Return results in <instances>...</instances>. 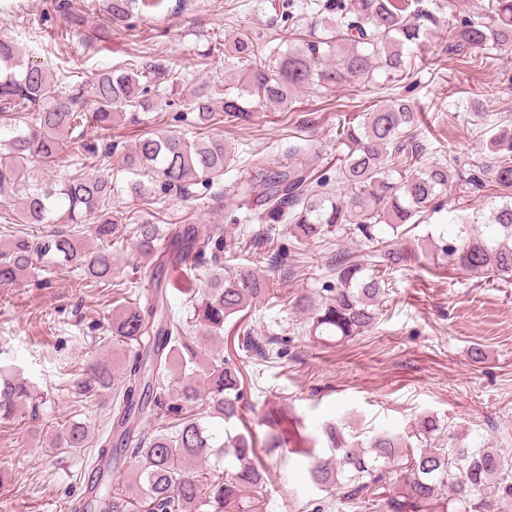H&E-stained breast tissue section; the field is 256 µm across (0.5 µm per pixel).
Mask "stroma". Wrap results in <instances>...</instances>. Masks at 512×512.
Instances as JSON below:
<instances>
[{"mask_svg":"<svg viewBox=\"0 0 512 512\" xmlns=\"http://www.w3.org/2000/svg\"><path fill=\"white\" fill-rule=\"evenodd\" d=\"M57 0H0V35L27 48L30 61L53 79L92 83L99 69L122 65L148 51L176 60L171 105L151 113L147 125L113 126L109 141L119 148L134 144L144 128L175 130L186 138L200 137L185 105L222 59L202 65L201 54L216 37H232L237 29L278 33L277 13L269 0H238L235 17H228L226 0H163L143 9L130 31L96 38L106 23L99 0H83L84 43L65 40V22L55 10ZM417 84L382 83L374 93L383 101L408 92L419 108L422 131L431 147L444 154L481 148L482 139L466 117L479 108L495 128L512 129V61L490 60L482 70L466 69L448 51L423 47L416 51ZM300 109L283 112L270 107L254 113L243 125L221 123L235 162L212 189L191 198L171 197L160 215L167 224H223L228 230L248 224L253 233L265 224L247 221L246 204L232 186L239 179L260 182V171L287 168L290 151L309 140L321 158L336 154L337 104L358 112L346 88L306 89ZM499 190L487 183L468 194L449 190L444 208L402 239L409 255L406 266L387 271L389 296L376 326L341 344L311 342L302 332L298 310L275 298L251 312L255 335L279 342L281 356L272 362L248 355L240 367L254 385L248 391L244 418L257 441H265L269 416L288 415L314 444V455L328 450L322 425L348 424L358 433L392 428L404 430L423 414L437 415L453 435L454 446L483 445L512 451V281L494 282L484 276L454 270L422 249L423 240L449 232L455 214L487 212ZM279 246L286 251V269L257 263L252 250L231 245L224 249V268L252 270L273 280L278 293L318 299L329 280L332 256L342 251L364 264L373 263L372 249L358 239L327 236L298 245L287 229H279ZM121 304L111 289L82 282L73 266L41 263L34 280L23 287L0 290V359L38 394L16 419L0 422V512H67L70 500L85 486L90 471L85 453L49 448L52 431L68 420L98 429L112 415L110 391L78 395L89 360L118 364L112 353V314ZM483 357L473 361L472 347ZM308 460L291 455L278 461L267 486V512H330L327 495L310 485Z\"/></svg>","mask_w":512,"mask_h":512,"instance_id":"1","label":"stroma"}]
</instances>
